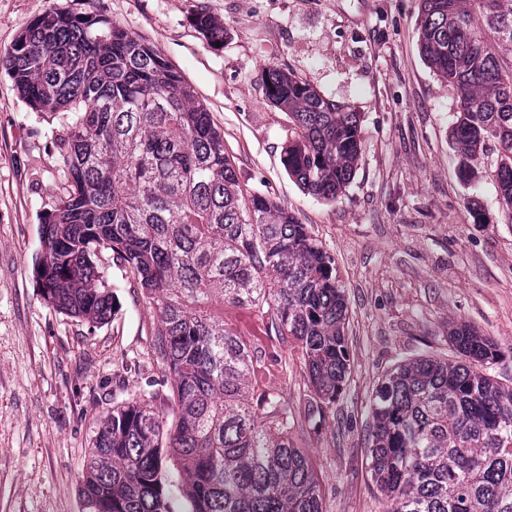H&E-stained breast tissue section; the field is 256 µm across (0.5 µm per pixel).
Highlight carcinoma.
Instances as JSON below:
<instances>
[{
    "label": "carcinoma",
    "mask_w": 512,
    "mask_h": 512,
    "mask_svg": "<svg viewBox=\"0 0 512 512\" xmlns=\"http://www.w3.org/2000/svg\"><path fill=\"white\" fill-rule=\"evenodd\" d=\"M192 25L221 42L201 10ZM420 46L458 93L462 164L494 145L502 210L512 220V0H421ZM0 66L39 112L67 115L59 155L66 194L46 214L35 273L61 313L102 323L112 294L94 257L112 251L157 312L153 350L175 422L144 395L93 429L81 490L88 512H171L177 457L191 512H323L317 477L290 439L281 395L252 392L257 348L225 326L244 307L289 345L313 388L305 421L327 428L350 374L345 291L333 256L297 216L240 182L224 136L195 89L156 49L101 14L52 8ZM265 95L294 128L283 165L309 194L334 200L352 179L362 128L279 65ZM448 336L463 360L423 356L372 393L369 471L387 512H512V385L489 368L498 344L469 324Z\"/></svg>",
    "instance_id": "carcinoma-1"
}]
</instances>
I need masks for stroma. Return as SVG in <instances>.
I'll list each match as a JSON object with an SVG mask.
<instances>
[{"label":"stroma","mask_w":512,"mask_h":512,"mask_svg":"<svg viewBox=\"0 0 512 512\" xmlns=\"http://www.w3.org/2000/svg\"><path fill=\"white\" fill-rule=\"evenodd\" d=\"M101 14L153 44L194 86L238 177L288 207L333 255L348 303L351 373L334 427L305 424L309 391L288 346L251 311L224 320L260 349L254 392L287 398L291 438L319 478L324 512H386L369 473V403L379 378L423 355L455 359L449 322L475 326L512 381V223L490 148L463 181L452 129L455 88L420 47L419 0H0V57L50 8ZM206 11L222 43L191 24ZM277 64L359 113L355 175L336 200L305 192L282 157L292 119L271 105L263 71ZM62 114L33 110L0 68V512H86L81 487L92 429L113 405L153 395L173 422L170 383L152 356L156 312L111 251L96 266L114 309L102 323L66 316L35 280L42 221L63 196Z\"/></svg>","instance_id":"obj_1"}]
</instances>
